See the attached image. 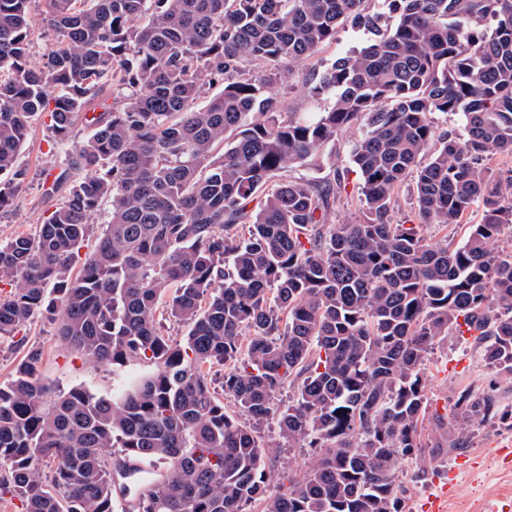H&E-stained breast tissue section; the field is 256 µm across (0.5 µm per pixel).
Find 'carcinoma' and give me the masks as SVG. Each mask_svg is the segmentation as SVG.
Segmentation results:
<instances>
[{"label":"carcinoma","mask_w":512,"mask_h":512,"mask_svg":"<svg viewBox=\"0 0 512 512\" xmlns=\"http://www.w3.org/2000/svg\"><path fill=\"white\" fill-rule=\"evenodd\" d=\"M30 2L0 0V210L27 179L18 156L39 116L53 149L82 119L93 130L54 177L38 232L0 244V338L40 314L113 383L57 393L28 351L0 383V494L25 512H114L118 448L168 464L141 512H405L397 465L423 447L433 340L473 331L487 368L512 374V251L491 247L512 223V174L488 167L512 156V0H46L56 42L37 67ZM349 19L367 44L307 83L331 102L283 111L278 81ZM109 82L130 93L107 104ZM450 115L458 126L439 130ZM358 123L362 218L332 224L344 173L278 176ZM410 175L418 221L395 224ZM474 211L461 242L422 233ZM162 319L187 326L184 340ZM214 364L228 365L232 411L207 382ZM457 407L512 419L490 395ZM271 422L324 449L284 492L260 438ZM109 212V203L104 201L100 207V210L98 213L94 216L93 219V230L90 234L89 240L87 242V246L82 248L80 251V258L78 259V262L74 264L73 270L75 273L81 270L82 263L85 259V255L91 252L94 248V245L96 243V239L99 236L101 232V226L104 223V221L107 219Z\"/></svg>","instance_id":"obj_1"}]
</instances>
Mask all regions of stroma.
I'll return each mask as SVG.
<instances>
[{
    "mask_svg": "<svg viewBox=\"0 0 512 512\" xmlns=\"http://www.w3.org/2000/svg\"><path fill=\"white\" fill-rule=\"evenodd\" d=\"M49 119L41 117L30 131L19 155L28 182L0 213V244L15 236L37 231L49 206L46 179L49 169L61 165L65 150L49 153ZM362 134L355 126L339 134L331 156L318 165L293 166L285 179L332 177L334 168L348 166L350 153ZM39 349V371L53 386L68 390L81 385L100 392L112 386L110 367L85 361L57 336L41 316H34L14 337L0 341V382L12 378L26 352ZM427 410L421 425L423 446L416 461L402 463L401 472L425 466L420 481L407 483L408 512H423L429 496L446 493V512H512V423L497 419L463 422L457 416L461 393L479 397L493 394L500 409L512 410V375L489 371L482 347L473 336L449 335L434 340L422 367ZM262 441L269 447L267 463L277 485L298 478L319 457L318 449L294 444L273 427L265 428Z\"/></svg>",
    "mask_w": 512,
    "mask_h": 512,
    "instance_id": "35a3bbf8",
    "label": "stroma"
}]
</instances>
